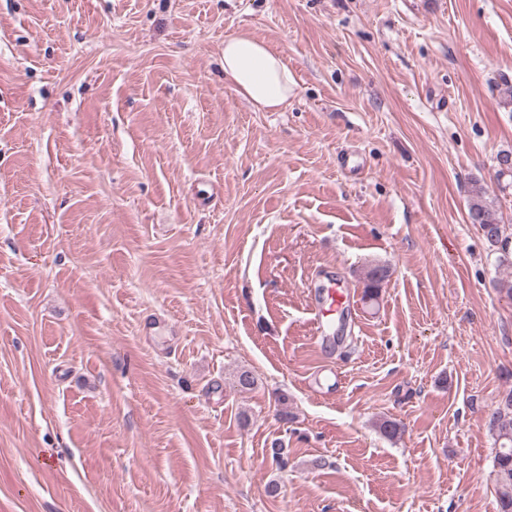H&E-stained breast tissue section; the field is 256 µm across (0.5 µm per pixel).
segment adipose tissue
<instances>
[{
	"label": "adipose tissue",
	"mask_w": 512,
	"mask_h": 512,
	"mask_svg": "<svg viewBox=\"0 0 512 512\" xmlns=\"http://www.w3.org/2000/svg\"><path fill=\"white\" fill-rule=\"evenodd\" d=\"M224 78L253 107L265 111L286 106L298 87L284 56L246 33L224 41Z\"/></svg>",
	"instance_id": "ef3b65f1"
}]
</instances>
